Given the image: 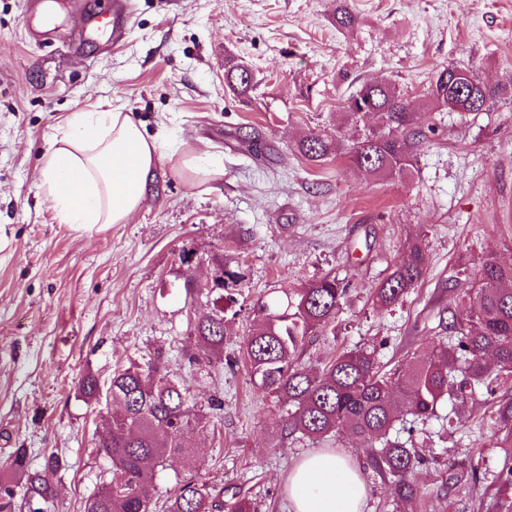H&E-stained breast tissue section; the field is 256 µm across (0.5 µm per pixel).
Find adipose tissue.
I'll return each instance as SVG.
<instances>
[{
  "instance_id": "1",
  "label": "adipose tissue",
  "mask_w": 512,
  "mask_h": 512,
  "mask_svg": "<svg viewBox=\"0 0 512 512\" xmlns=\"http://www.w3.org/2000/svg\"><path fill=\"white\" fill-rule=\"evenodd\" d=\"M161 150L130 113L73 112L49 145L41 183L63 222L78 230L124 224L140 208ZM287 488L293 512H364L367 490L358 466L333 451L305 457Z\"/></svg>"
}]
</instances>
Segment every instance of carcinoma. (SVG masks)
Wrapping results in <instances>:
<instances>
[{
  "label": "carcinoma",
  "instance_id": "cac0c4a2",
  "mask_svg": "<svg viewBox=\"0 0 512 512\" xmlns=\"http://www.w3.org/2000/svg\"><path fill=\"white\" fill-rule=\"evenodd\" d=\"M336 28L352 31L357 17L346 7L334 13ZM224 81L229 90L246 94L255 88L253 76L239 59L224 57ZM465 89L462 113L487 112L501 99H512V82L489 85L473 71L457 65L439 68L424 93L429 112L448 111L454 84ZM346 121L357 137L347 154L357 166L376 177L401 175L413 167L421 147L437 127L415 126L395 83H363L344 105ZM341 131L319 129L296 145L309 163L324 162L340 152ZM426 270V252L420 242L375 290V303L389 308L414 288ZM243 274L224 267V287L214 289L217 299L234 301ZM464 301L448 318V341H440L427 361L408 360L384 372L372 352L347 350L320 373L298 363V350L309 336L326 329L336 318L349 284L324 276L273 303L258 304L255 328L248 336L244 357L257 386L288 402L287 426L311 440L321 441L340 429L347 430L371 448L372 467L394 477L400 490L420 464L413 449L387 434L401 409L426 421L436 415L438 403L448 397L454 407L476 389L485 388L493 402L500 447L512 448V394L495 397L492 384L512 376V264L486 259L477 274L465 283ZM197 347L186 353L190 361L217 358L224 351L222 310L203 313L193 325ZM167 357L157 351L147 367L132 364L117 370L108 385L85 374L77 393L86 403L110 404L118 411L106 416L99 452L109 461V478L86 502L85 512H151L155 468L171 456L194 464L197 449L192 436L200 414L189 404L187 388L166 370ZM27 451L18 448L11 461L0 466V512L14 508L15 488L38 507L54 496L52 485L38 470L27 466ZM167 512H224V491L203 482L178 483Z\"/></svg>",
  "mask_w": 512,
  "mask_h": 512
}]
</instances>
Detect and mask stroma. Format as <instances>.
<instances>
[{
    "instance_id": "35a3bbf8",
    "label": "stroma",
    "mask_w": 512,
    "mask_h": 512,
    "mask_svg": "<svg viewBox=\"0 0 512 512\" xmlns=\"http://www.w3.org/2000/svg\"><path fill=\"white\" fill-rule=\"evenodd\" d=\"M84 2L61 0L56 41L36 45L24 39L22 0H0V462L19 448L34 468L58 455L45 512H84L110 464L95 446L101 408L78 398L76 384L88 372L109 381L161 348L208 423L194 436V466L171 458L157 469L153 512L190 477L225 502L291 512L288 474L322 448L361 464L365 512H503L512 448L496 445L486 394L459 416L445 399L428 421L395 422L391 438L423 458L401 493L355 436L318 443L289 433L287 404L255 387L244 348L258 302L330 273L350 289L335 323L306 340L302 364L319 371L358 347L389 371L446 339L443 321L459 301L451 280L491 256L512 264V100L445 114L402 176L375 178L345 153L312 166L295 150L309 131L343 124L346 99L372 78L398 85L423 128L432 115L421 95L439 67L512 81V0H347L359 18L350 33L331 21L335 0H132L121 44L77 57L61 41L79 31ZM229 52L255 74L248 96L224 83ZM107 103L168 147L132 219L86 234L61 223L40 169L69 113ZM195 148L219 173L179 167V151ZM417 240L422 280L377 307L374 289ZM219 258L245 280L224 307L223 360L194 365L182 353L213 297L185 290L184 276L202 284ZM216 400L224 410L214 417Z\"/></svg>"
}]
</instances>
